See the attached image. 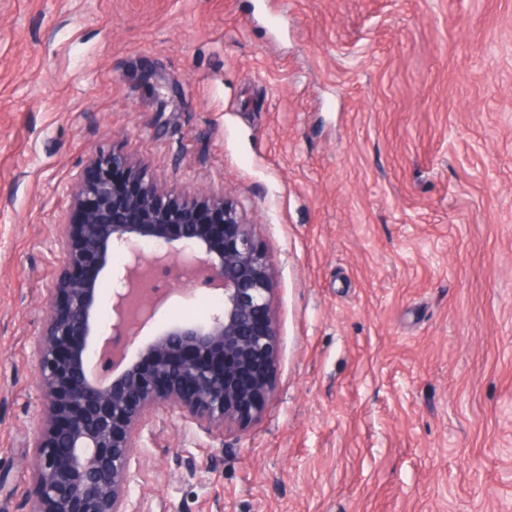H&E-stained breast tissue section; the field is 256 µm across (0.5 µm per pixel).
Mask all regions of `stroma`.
Wrapping results in <instances>:
<instances>
[{
    "mask_svg": "<svg viewBox=\"0 0 512 512\" xmlns=\"http://www.w3.org/2000/svg\"><path fill=\"white\" fill-rule=\"evenodd\" d=\"M118 149L275 258L272 395L153 413L136 512H512V0H0V512L75 178ZM170 297L130 356L215 292Z\"/></svg>",
    "mask_w": 512,
    "mask_h": 512,
    "instance_id": "stroma-1",
    "label": "stroma"
}]
</instances>
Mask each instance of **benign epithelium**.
I'll return each mask as SVG.
<instances>
[{
	"label": "benign epithelium",
	"instance_id": "7a95c632",
	"mask_svg": "<svg viewBox=\"0 0 512 512\" xmlns=\"http://www.w3.org/2000/svg\"><path fill=\"white\" fill-rule=\"evenodd\" d=\"M73 197L79 220L58 226L65 262L35 342L44 415L31 441L30 512H131L134 449L154 409L211 431L269 398L273 259L237 204L209 192L174 198L115 149L92 159ZM172 264L186 293L207 287L219 304L204 321L160 329L130 359L140 326L166 299L144 285ZM105 278L107 321L98 309Z\"/></svg>",
	"mask_w": 512,
	"mask_h": 512
}]
</instances>
